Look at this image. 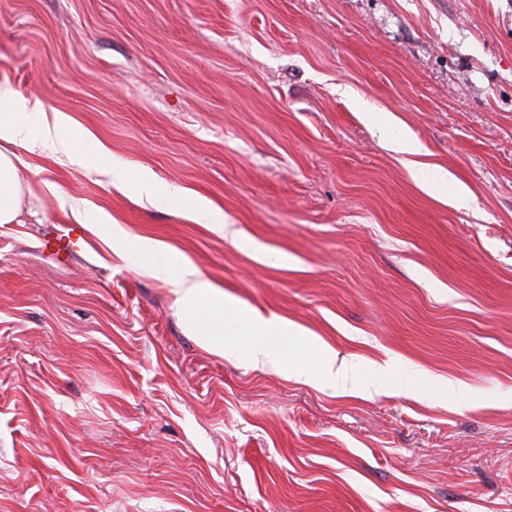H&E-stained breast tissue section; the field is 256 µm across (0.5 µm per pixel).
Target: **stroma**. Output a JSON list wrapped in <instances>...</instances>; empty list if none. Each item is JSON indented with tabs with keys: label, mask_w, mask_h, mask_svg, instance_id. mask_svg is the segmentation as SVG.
<instances>
[{
	"label": "stroma",
	"mask_w": 512,
	"mask_h": 512,
	"mask_svg": "<svg viewBox=\"0 0 512 512\" xmlns=\"http://www.w3.org/2000/svg\"><path fill=\"white\" fill-rule=\"evenodd\" d=\"M1 78L81 137L0 224V512H512V0H0ZM145 240L305 355L204 348ZM83 228L79 224H67L48 235L42 241L41 249L61 261L84 244Z\"/></svg>",
	"instance_id": "1"
}]
</instances>
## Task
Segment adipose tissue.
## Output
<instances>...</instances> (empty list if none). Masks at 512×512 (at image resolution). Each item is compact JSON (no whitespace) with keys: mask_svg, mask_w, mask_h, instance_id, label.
Wrapping results in <instances>:
<instances>
[{"mask_svg":"<svg viewBox=\"0 0 512 512\" xmlns=\"http://www.w3.org/2000/svg\"><path fill=\"white\" fill-rule=\"evenodd\" d=\"M65 125L66 119L60 113L47 114L29 107L8 81H0V224L21 223V199L30 188L20 171L15 147L32 153L49 150L72 155L77 139L66 133ZM160 251V245L144 243L140 263L170 285L179 309L189 317L190 328L203 347L218 355L231 352L226 336L232 332L245 338L248 360L253 365L271 364L282 355L285 347L281 338L287 333L286 324L241 310L192 266L170 274L156 261Z\"/></svg>","mask_w":512,"mask_h":512,"instance_id":"adipose-tissue-1","label":"adipose tissue"}]
</instances>
